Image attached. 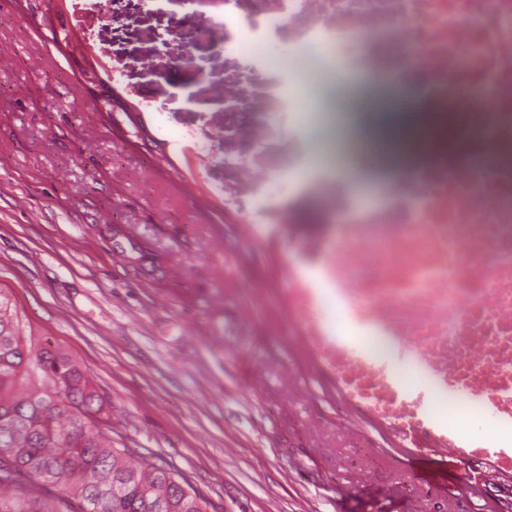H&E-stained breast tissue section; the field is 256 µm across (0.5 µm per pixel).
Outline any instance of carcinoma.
Returning a JSON list of instances; mask_svg holds the SVG:
<instances>
[{
	"instance_id": "obj_1",
	"label": "carcinoma",
	"mask_w": 512,
	"mask_h": 512,
	"mask_svg": "<svg viewBox=\"0 0 512 512\" xmlns=\"http://www.w3.org/2000/svg\"><path fill=\"white\" fill-rule=\"evenodd\" d=\"M102 410L76 359L0 289V512H207L182 476L112 446Z\"/></svg>"
}]
</instances>
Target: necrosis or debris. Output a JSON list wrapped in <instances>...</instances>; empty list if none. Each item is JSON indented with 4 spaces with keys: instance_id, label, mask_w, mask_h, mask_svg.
I'll list each match as a JSON object with an SVG mask.
<instances>
[{
    "instance_id": "4bbe7bcc",
    "label": "necrosis or debris",
    "mask_w": 512,
    "mask_h": 512,
    "mask_svg": "<svg viewBox=\"0 0 512 512\" xmlns=\"http://www.w3.org/2000/svg\"><path fill=\"white\" fill-rule=\"evenodd\" d=\"M133 2L70 0L74 32L116 77L124 64L112 54L102 15L130 16ZM467 17L484 19V27H466ZM351 18L361 22L352 35L359 42L383 40L411 58L437 108L447 110L456 92L457 130L482 141L457 164H426L394 181L390 205L356 220L350 192L318 195L343 228V281L388 330L369 347L380 359L390 337H401L447 369L439 403L450 402L452 389L476 387L512 415V162L501 159L512 144V0H224L218 12L197 14L192 35L247 61L253 85L265 79L270 38L287 37L277 64L314 89L351 36ZM210 95L216 110L184 123V147L242 222L273 219L274 208L257 210L240 185L225 184L223 84H211ZM385 298L393 302L387 311Z\"/></svg>"
}]
</instances>
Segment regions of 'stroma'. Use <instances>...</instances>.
Returning <instances> with one entry per match:
<instances>
[{
	"instance_id": "obj_1",
	"label": "stroma",
	"mask_w": 512,
	"mask_h": 512,
	"mask_svg": "<svg viewBox=\"0 0 512 512\" xmlns=\"http://www.w3.org/2000/svg\"><path fill=\"white\" fill-rule=\"evenodd\" d=\"M181 7L106 22L112 53L131 63L157 112L149 141L125 113L98 111L48 29L44 0H0V288L43 341L69 352L104 400L114 447L189 479L212 512H494L512 477L482 457L451 458L452 485L414 483L384 430L357 421L314 369L292 361L289 279L324 287L341 231L319 210L321 186L353 182V212L383 201L398 175L360 143L333 141L347 165L318 164L279 201V222L239 246L225 208L179 151L160 115L211 109L207 81L234 84L242 62L193 47L194 64L147 66L157 32ZM383 66L352 42L341 87L384 91ZM322 125L266 134L242 170L261 183L284 153L321 145ZM179 264L181 279L169 267Z\"/></svg>"
}]
</instances>
